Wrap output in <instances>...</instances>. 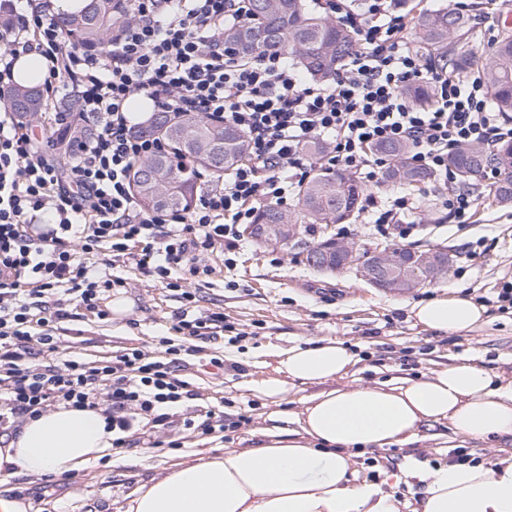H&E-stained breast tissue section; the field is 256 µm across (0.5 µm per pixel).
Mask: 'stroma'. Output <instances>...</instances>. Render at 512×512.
<instances>
[{"label":"stroma","instance_id":"obj_1","mask_svg":"<svg viewBox=\"0 0 512 512\" xmlns=\"http://www.w3.org/2000/svg\"><path fill=\"white\" fill-rule=\"evenodd\" d=\"M419 220L418 229L403 239L380 237L359 213L347 226L331 227L361 249L405 246L452 253L454 263L443 279L402 293L378 291L354 271L317 273L294 248L259 246L246 236L235 251L218 248L203 257L209 272L187 281L195 294L189 305L165 283L122 268L127 286L103 301L104 316L75 307L62 321V347L96 359L133 347L157 352L160 339L171 338L184 348L178 375L198 392L200 414L194 415L193 425L175 433L177 447L140 443L86 469L34 481L15 477L7 487L24 499L27 512H121L126 496L165 467L257 443L271 427L272 413L299 412L303 400L317 393L316 385L296 384L283 398L266 396L260 385L273 377L278 352L324 338L343 341L357 359L346 376L336 379L339 387L416 378L465 362L512 377V314L487 307L479 327L459 334L423 328L410 315L420 301L459 289L478 298L512 277V205H499L482 193L467 223H456L438 204L421 205ZM185 309L197 316L223 313L238 341L223 337L197 349L195 340L174 329L176 314ZM215 357L223 358V371L212 365ZM208 409L223 414L224 431L203 433L201 413ZM442 431L437 425L423 429L422 440L414 444L365 450L355 466L414 501L422 486L392 479L401 459L434 468L447 463L457 448L485 464L512 456L511 439L445 441Z\"/></svg>","mask_w":512,"mask_h":512}]
</instances>
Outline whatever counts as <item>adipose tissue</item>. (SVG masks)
I'll list each match as a JSON object with an SVG mask.
<instances>
[{
	"instance_id": "adipose-tissue-1",
	"label": "adipose tissue",
	"mask_w": 512,
	"mask_h": 512,
	"mask_svg": "<svg viewBox=\"0 0 512 512\" xmlns=\"http://www.w3.org/2000/svg\"><path fill=\"white\" fill-rule=\"evenodd\" d=\"M411 312L424 328L460 333L477 328L485 309L457 291ZM354 363L335 339L280 351L277 376L264 383L268 396L286 395L294 381L321 387L296 429L275 428L253 447L177 463L141 485L125 512H408L410 501L353 469L358 451L410 444L436 424L470 439L512 436V378L466 363L389 387H334ZM111 446L102 409L61 406L21 423L0 448V476L64 474ZM404 475L425 483L420 512H512V459L413 467Z\"/></svg>"
}]
</instances>
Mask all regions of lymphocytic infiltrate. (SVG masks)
I'll return each instance as SVG.
<instances>
[{"label": "lymphocytic infiltrate", "instance_id": "1", "mask_svg": "<svg viewBox=\"0 0 512 512\" xmlns=\"http://www.w3.org/2000/svg\"><path fill=\"white\" fill-rule=\"evenodd\" d=\"M352 29L359 47L329 83L304 80L287 58H241L224 45V28L245 18L248 0H130L133 24L108 50L70 45L54 23L52 0H6L0 26V97L12 86L18 54L47 62L46 101L73 91L91 134H78L63 112H44L69 144L57 154L32 121L0 113V425L36 418L56 405L94 408L106 394L112 454L138 425L172 428L193 392L176 375L181 348L162 338L163 354L128 348L102 359L60 353L56 331L69 302L99 310L102 297L125 287L102 251L122 257L140 276L181 291L184 276L202 272L201 257L235 243L259 201H287L315 166L344 169L376 181L385 165L378 143L404 142L415 164L441 174L449 216L466 223L476 204L448 166L472 144L512 140V121L489 111L491 92L477 77L461 78L424 61L407 37L402 0H314ZM426 81L433 108L415 107L404 87ZM148 98L174 116L205 114L242 129L249 160L202 189L191 209L144 212L129 175L144 157L167 152L160 138L140 137L127 118L130 97ZM325 145L310 159L304 145ZM420 203L410 193H369L361 204L376 234L406 237ZM53 222L40 228L43 213ZM80 251L68 249L69 239Z\"/></svg>", "mask_w": 512, "mask_h": 512}]
</instances>
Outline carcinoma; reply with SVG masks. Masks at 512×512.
<instances>
[{
    "label": "carcinoma",
    "mask_w": 512,
    "mask_h": 512,
    "mask_svg": "<svg viewBox=\"0 0 512 512\" xmlns=\"http://www.w3.org/2000/svg\"><path fill=\"white\" fill-rule=\"evenodd\" d=\"M134 14L125 0H85L75 11H60L55 23L70 42L83 48L105 49ZM471 17L454 8L422 11L414 20L413 49L430 59L447 63L457 74L474 73L492 90L493 108L512 117V29L502 27L483 59L468 49ZM224 45L240 55L276 51L292 59L310 78L330 81L356 49L353 32L330 18L309 11L303 0H250L248 18L224 29ZM39 68L32 66L23 82L11 90V108L33 119L47 109L37 86ZM406 96L420 109L433 105L429 84L410 85ZM137 132L167 140L171 152L139 161L130 174V187L146 212L188 210L199 188L200 171L220 178L248 157V140L240 129L217 124L202 114L174 118L156 112ZM373 153L389 160L381 184L418 190L436 182L433 172L411 160L406 143H381ZM463 187L489 167L499 174L494 198L512 204V141L494 149L470 144L448 159ZM364 190L359 180L343 170L317 167L300 187L296 211L284 210L272 201L256 205V224H341L359 210Z\"/></svg>",
    "instance_id": "carcinoma-1"
}]
</instances>
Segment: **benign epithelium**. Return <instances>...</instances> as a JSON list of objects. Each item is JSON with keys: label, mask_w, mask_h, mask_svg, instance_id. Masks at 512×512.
Segmentation results:
<instances>
[{"label": "benign epithelium", "mask_w": 512, "mask_h": 512, "mask_svg": "<svg viewBox=\"0 0 512 512\" xmlns=\"http://www.w3.org/2000/svg\"><path fill=\"white\" fill-rule=\"evenodd\" d=\"M345 268L356 269L375 288L384 292H404L416 287L418 269L427 270V279L443 278L452 265L446 252L412 250L408 253L387 249L364 254L341 240H327L312 249V266L321 273L334 268V261Z\"/></svg>", "instance_id": "7a95c632"}]
</instances>
